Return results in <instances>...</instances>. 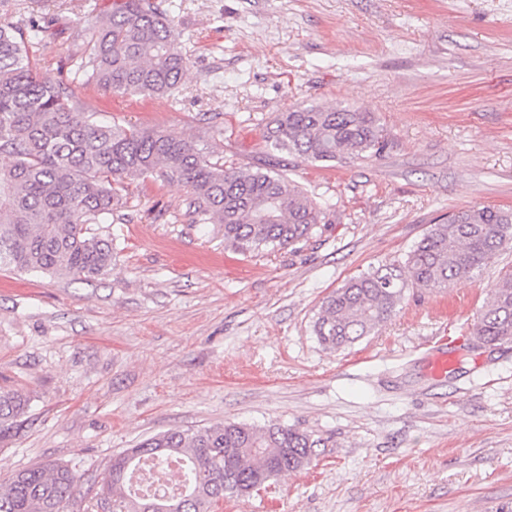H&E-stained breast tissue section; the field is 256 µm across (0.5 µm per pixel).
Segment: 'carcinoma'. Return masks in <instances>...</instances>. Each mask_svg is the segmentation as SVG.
I'll return each instance as SVG.
<instances>
[{"label": "carcinoma", "instance_id": "cac0c4a2", "mask_svg": "<svg viewBox=\"0 0 512 512\" xmlns=\"http://www.w3.org/2000/svg\"><path fill=\"white\" fill-rule=\"evenodd\" d=\"M44 30L0 24V268L92 279L112 266V240L89 232L149 177L189 189L194 224H219L224 243L243 254L293 246L312 237L320 211L286 176L260 167L228 170L213 151L148 127L102 122L80 111L70 84L38 73L27 43ZM75 74L122 95L166 96L186 70L171 20L150 0H120L101 12L78 50ZM266 139L308 163H345L381 153L377 120L352 108L301 106L278 114ZM512 242V210H459L432 224L404 265L385 264L326 296L313 331L338 350L387 322L410 285L446 289L494 261ZM483 345L512 343V273L490 291L472 328ZM27 399L0 392V433L24 415ZM314 435L294 427L225 423L168 431L112 458L100 496L112 512H151L160 498L134 487L147 463L180 462L184 480L166 494L177 512H214L221 501L260 490L275 476L308 466ZM79 477L66 465L23 469L0 483V512H61Z\"/></svg>", "mask_w": 512, "mask_h": 512}]
</instances>
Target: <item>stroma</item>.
I'll return each mask as SVG.
<instances>
[{
	"instance_id": "1",
	"label": "stroma",
	"mask_w": 512,
	"mask_h": 512,
	"mask_svg": "<svg viewBox=\"0 0 512 512\" xmlns=\"http://www.w3.org/2000/svg\"><path fill=\"white\" fill-rule=\"evenodd\" d=\"M112 0H0L46 28L41 74L84 112L212 147L225 168L285 165L321 210L312 238L244 256L192 223L186 187L151 179L94 233L115 258L91 281L0 269V391L27 409L0 440V480L44 462L80 478L62 512H102L113 455L169 430L281 423L313 433L307 469L218 512H512V344L471 330L512 245L447 289L409 288L340 350L313 333L322 299L404 262L429 225L512 209V0H153L187 68L163 98L76 77L77 18ZM373 113L376 157L305 163L266 128L300 106ZM463 337L447 379L427 357Z\"/></svg>"
}]
</instances>
